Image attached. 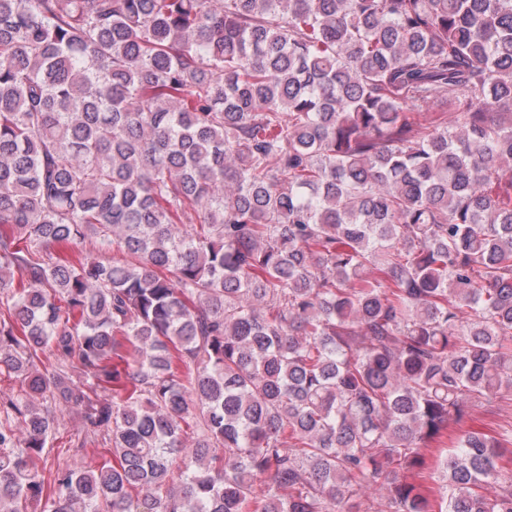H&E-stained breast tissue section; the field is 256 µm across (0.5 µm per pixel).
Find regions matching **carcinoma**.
Returning a JSON list of instances; mask_svg holds the SVG:
<instances>
[{"instance_id":"cac0c4a2","label":"carcinoma","mask_w":512,"mask_h":512,"mask_svg":"<svg viewBox=\"0 0 512 512\" xmlns=\"http://www.w3.org/2000/svg\"><path fill=\"white\" fill-rule=\"evenodd\" d=\"M2 375L0 512H512V0H0ZM510 423L512 425V391L470 409L462 428L499 437L502 427ZM58 418V432L51 440L45 453L36 460V466L46 481H50L58 468L79 466L81 464H94L100 461L93 456L90 449L88 453H77L78 436L81 439V423L67 412L56 409Z\"/></svg>"}]
</instances>
